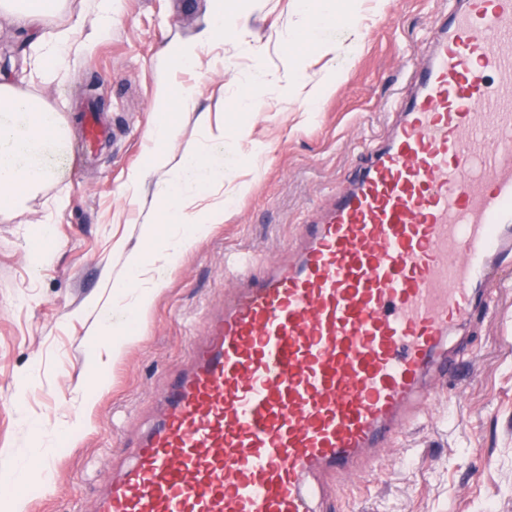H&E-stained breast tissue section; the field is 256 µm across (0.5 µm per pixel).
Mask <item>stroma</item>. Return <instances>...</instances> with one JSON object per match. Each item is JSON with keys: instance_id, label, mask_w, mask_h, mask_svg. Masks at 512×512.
<instances>
[{"instance_id": "1", "label": "stroma", "mask_w": 512, "mask_h": 512, "mask_svg": "<svg viewBox=\"0 0 512 512\" xmlns=\"http://www.w3.org/2000/svg\"><path fill=\"white\" fill-rule=\"evenodd\" d=\"M111 33L86 41L65 74L30 79L40 29L19 30L0 14V82L20 85L61 112L69 128L59 179L0 218V455L38 469L29 422L54 436L50 486L14 485L0 494L26 512H90L109 478L131 458L130 445L157 410L168 375L185 367L210 312L231 286L230 256L256 265L291 258L299 225L317 220L334 193L364 164L365 141L390 131V114L429 27L448 0H362L355 57L322 55L312 42L286 46L296 0H115ZM223 13V34L203 30ZM195 48L179 66L175 48ZM303 57L301 90L284 76ZM267 81L252 83L256 70ZM334 84L320 101L308 90L325 73ZM192 92L196 107L184 110ZM255 102L251 112L242 99ZM95 102L112 131L108 148L77 160L78 115ZM177 128L161 144L150 131ZM223 134L232 184L246 191L167 275L136 341L117 360L95 332L103 314L121 316L112 283L129 253L154 257L142 233L162 224L154 190L185 148ZM51 248L41 263L36 254ZM495 309L457 333L471 371L452 377L384 452L376 471L340 480L337 512H512V268L489 284ZM29 390L23 403L10 394ZM84 413L74 431L63 419Z\"/></svg>"}]
</instances>
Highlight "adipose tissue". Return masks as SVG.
I'll return each instance as SVG.
<instances>
[{
  "instance_id": "obj_1",
  "label": "adipose tissue",
  "mask_w": 512,
  "mask_h": 512,
  "mask_svg": "<svg viewBox=\"0 0 512 512\" xmlns=\"http://www.w3.org/2000/svg\"><path fill=\"white\" fill-rule=\"evenodd\" d=\"M62 0H0V13L9 14L19 28L37 26L50 30L49 38L37 45L34 72L43 81H52L66 66L72 45L82 35L81 23L55 31L54 25ZM304 23L288 31L286 44L293 45L310 38L318 28L329 25L337 13L336 0H299ZM68 143L67 125L60 113L39 104L19 86L0 83V217L18 210L28 195L55 180L54 155L62 153ZM224 181V137L215 135L209 145L185 153L159 186L157 195L163 203L169 223L158 235L157 244L166 260L182 255L198 239L203 229L216 223L223 207L193 211L196 198L205 185ZM147 262L131 256L128 275L115 283L116 300L133 297L132 321L100 325L99 338L114 353L132 343L136 333L135 319L149 307L162 280H148Z\"/></svg>"
}]
</instances>
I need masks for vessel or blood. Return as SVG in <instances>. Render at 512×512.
Instances as JSON below:
<instances>
[{
    "label": "vessel or blood",
    "instance_id": "1",
    "mask_svg": "<svg viewBox=\"0 0 512 512\" xmlns=\"http://www.w3.org/2000/svg\"><path fill=\"white\" fill-rule=\"evenodd\" d=\"M407 84L292 259L239 262L93 512H316L455 374L452 334L512 261V0H454ZM82 120L88 159L111 130Z\"/></svg>",
    "mask_w": 512,
    "mask_h": 512
}]
</instances>
